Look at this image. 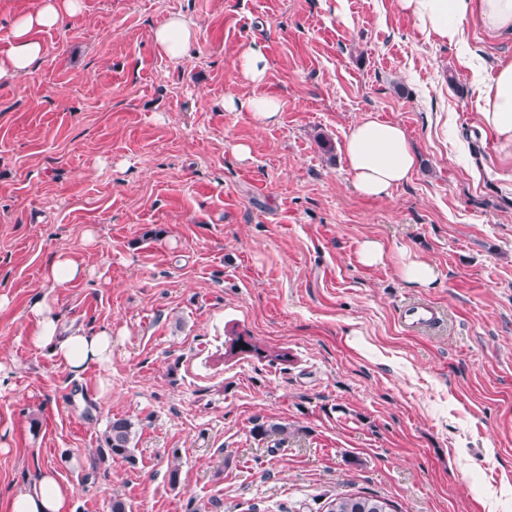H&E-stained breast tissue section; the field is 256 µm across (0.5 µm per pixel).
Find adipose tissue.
<instances>
[{
    "label": "adipose tissue",
    "mask_w": 512,
    "mask_h": 512,
    "mask_svg": "<svg viewBox=\"0 0 512 512\" xmlns=\"http://www.w3.org/2000/svg\"><path fill=\"white\" fill-rule=\"evenodd\" d=\"M418 28L440 42L453 44L462 37V24L477 18L485 32L498 37L512 34V0H398ZM80 0H43L40 9L21 16L13 26L10 46L0 53V82L13 83L29 76L43 53L37 30L76 22ZM154 41L173 59L189 55L193 47L190 23L178 15L157 27ZM478 122L512 155V61L499 65L495 75L478 81ZM343 153L354 189L365 196H384L407 182L417 168V155L405 129L366 115L346 133ZM37 329L34 345L50 349L70 373L79 375L92 366L112 363V332L76 329L62 333L53 304L47 299L32 307ZM73 490L59 482L53 469L39 470L37 478L17 492L10 512H71Z\"/></svg>",
    "instance_id": "1"
}]
</instances>
